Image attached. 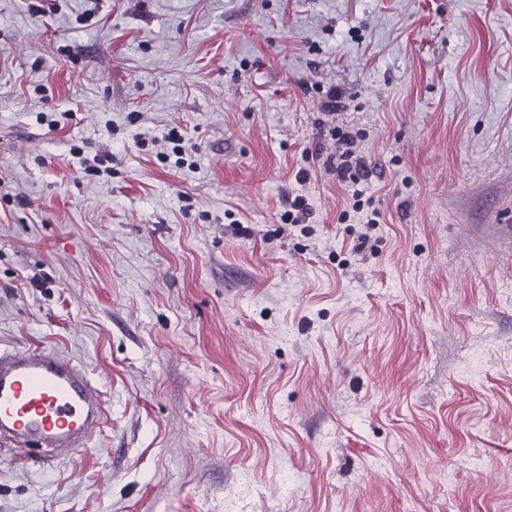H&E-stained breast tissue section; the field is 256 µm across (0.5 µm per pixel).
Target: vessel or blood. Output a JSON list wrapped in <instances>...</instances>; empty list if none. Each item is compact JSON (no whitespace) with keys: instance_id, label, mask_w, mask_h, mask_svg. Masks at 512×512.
I'll list each match as a JSON object with an SVG mask.
<instances>
[{"instance_id":"b4317fda","label":"vessel or blood","mask_w":512,"mask_h":512,"mask_svg":"<svg viewBox=\"0 0 512 512\" xmlns=\"http://www.w3.org/2000/svg\"><path fill=\"white\" fill-rule=\"evenodd\" d=\"M101 413L94 380L70 358L39 346L0 348V444L82 448Z\"/></svg>"}]
</instances>
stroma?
Listing matches in <instances>:
<instances>
[{"instance_id":"stroma-1","label":"stroma","mask_w":512,"mask_h":512,"mask_svg":"<svg viewBox=\"0 0 512 512\" xmlns=\"http://www.w3.org/2000/svg\"><path fill=\"white\" fill-rule=\"evenodd\" d=\"M1 343L109 415L0 512H512V0H0ZM320 128L319 137L314 143L316 159L323 155V141L332 140L335 145V152L328 154L323 162L327 171L334 172L339 183L353 187L352 194L348 199L349 209L354 213H362L365 201L362 199L364 191L355 189L361 182H367L371 175L370 168L364 163L363 158L358 154L360 132L347 128L346 126H327Z\"/></svg>"}]
</instances>
